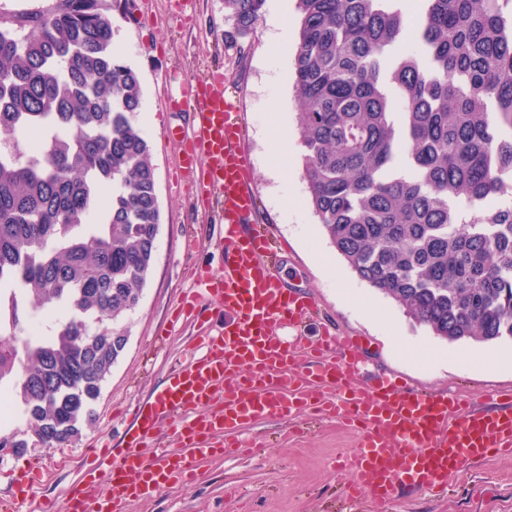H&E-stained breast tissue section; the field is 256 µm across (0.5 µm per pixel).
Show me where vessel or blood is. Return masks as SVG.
I'll return each mask as SVG.
<instances>
[{
  "instance_id": "obj_1",
  "label": "vessel or blood",
  "mask_w": 512,
  "mask_h": 512,
  "mask_svg": "<svg viewBox=\"0 0 512 512\" xmlns=\"http://www.w3.org/2000/svg\"><path fill=\"white\" fill-rule=\"evenodd\" d=\"M168 106L192 119L190 131H168L181 148L182 176L195 182L203 202L217 196L223 203L224 265L215 273L197 269L196 281L199 295L224 309V331L206 337L202 355L179 364L139 407L120 456L101 451L67 487L62 504L41 503L36 512H125L171 482L192 478L199 460L239 446L247 425L306 411L359 430L345 493L379 512L406 491L446 490L465 463L511 456L512 394L487 410L403 387L392 376L354 387L360 341L328 326L314 341L282 339L281 327L301 325L316 304L284 285L272 236L254 221L257 198L239 103L223 75L213 73L184 83ZM164 420L174 447L146 454Z\"/></svg>"
}]
</instances>
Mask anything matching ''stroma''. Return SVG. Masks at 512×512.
Wrapping results in <instances>:
<instances>
[{"instance_id": "1", "label": "stroma", "mask_w": 512, "mask_h": 512, "mask_svg": "<svg viewBox=\"0 0 512 512\" xmlns=\"http://www.w3.org/2000/svg\"><path fill=\"white\" fill-rule=\"evenodd\" d=\"M113 42L139 74L142 109L153 116L142 130L150 145L161 210L151 277L139 306L124 320L129 336L95 405V418L64 448L30 446L0 457V494L32 501L61 500L94 453H120L132 414L171 368L188 357L204 331H221L224 313L207 305L200 319L172 324V314L194 283L191 269H219L222 228L202 215L194 185L178 170V145L169 128L186 127L170 111L171 85L208 71L224 73L244 113V150L254 173L259 216L269 224L276 264L286 284L308 292L318 306L309 325L318 335L329 323L358 338L369 373L388 372L411 388L447 391L481 403L494 391L512 392V343H451L409 319L391 299L360 281L324 236L306 200L293 91V47L268 57L270 26L259 18L243 39L229 35L224 0H107ZM259 451L200 461L194 480L170 485L127 512H360L341 494L350 482L343 460L358 445L349 427L311 421L292 431L289 421L263 420L250 429ZM391 512H512V457L463 465L447 496L417 495Z\"/></svg>"}]
</instances>
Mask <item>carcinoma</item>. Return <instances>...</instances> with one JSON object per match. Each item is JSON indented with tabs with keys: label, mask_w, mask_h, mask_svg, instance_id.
Wrapping results in <instances>:
<instances>
[{
	"label": "carcinoma",
	"mask_w": 512,
	"mask_h": 512,
	"mask_svg": "<svg viewBox=\"0 0 512 512\" xmlns=\"http://www.w3.org/2000/svg\"><path fill=\"white\" fill-rule=\"evenodd\" d=\"M103 0L0 22V385L61 447L151 276L161 210L139 75ZM302 177L357 277L450 343L512 341V0H294ZM265 0H224L247 35ZM72 316L20 345L18 297Z\"/></svg>",
	"instance_id": "carcinoma-1"
}]
</instances>
